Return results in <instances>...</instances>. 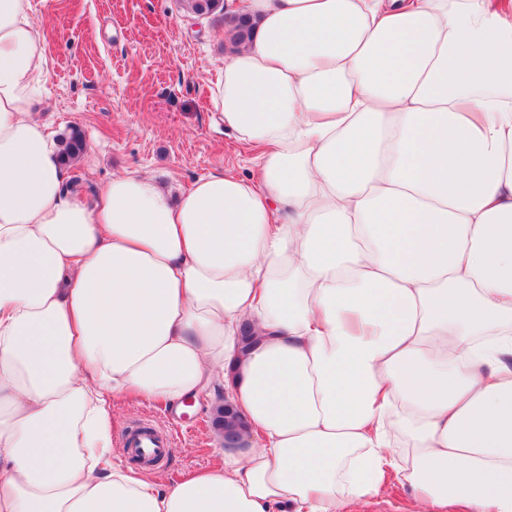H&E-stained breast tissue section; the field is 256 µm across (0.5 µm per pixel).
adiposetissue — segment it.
I'll list each match as a JSON object with an SVG mask.
<instances>
[{"label":"adipose tissue","mask_w":512,"mask_h":512,"mask_svg":"<svg viewBox=\"0 0 512 512\" xmlns=\"http://www.w3.org/2000/svg\"><path fill=\"white\" fill-rule=\"evenodd\" d=\"M211 105L258 174L68 197L33 0H0V512H512V0H226ZM172 482L114 399L211 387ZM215 399L216 396L212 394L201 397L196 405L194 401L186 402L185 404L194 408L182 412L181 415H177L175 409L167 404L150 401L116 403L114 411L120 414L121 419L116 435L117 447L114 448L118 458L124 464L141 467L125 447V443L133 426L148 423L172 439L173 447L164 462L147 470L176 480L187 471L211 466L223 450L215 438L214 427L222 426L223 430L246 428L238 414L224 403L216 407L212 425ZM128 444L146 457H163L170 448L169 440L151 428H140L131 432ZM415 505L407 491L393 483L383 496L368 497L348 507V512H414Z\"/></svg>","instance_id":"ef3b65f1"}]
</instances>
